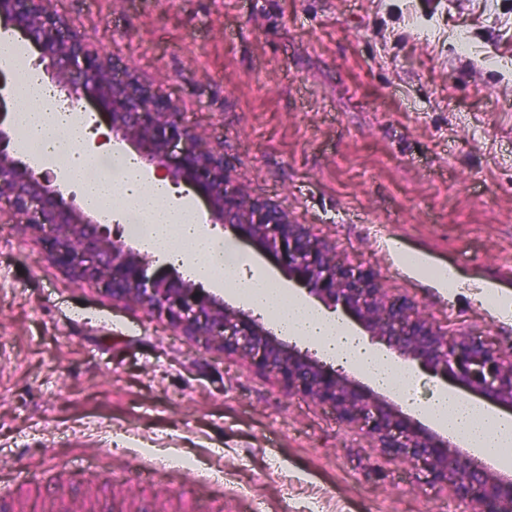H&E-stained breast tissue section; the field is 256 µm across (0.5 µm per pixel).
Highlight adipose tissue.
Returning <instances> with one entry per match:
<instances>
[{
	"mask_svg": "<svg viewBox=\"0 0 512 512\" xmlns=\"http://www.w3.org/2000/svg\"><path fill=\"white\" fill-rule=\"evenodd\" d=\"M11 115L45 168L82 185L81 198L107 220L131 222L141 244L181 263L199 281L221 286L266 315L277 330L308 342L325 357L363 371L374 384L422 411L442 431L479 454L499 459L512 448V418L440 388L427 400L414 393L417 375L394 354L372 346L340 318L310 305L274 280L261 264L210 229L195 202L177 196L163 175L145 171L131 156L112 154L101 168V149L87 135L86 117L62 112L45 91L39 71L18 84ZM99 174H92V167Z\"/></svg>",
	"mask_w": 512,
	"mask_h": 512,
	"instance_id": "ef3b65f1",
	"label": "adipose tissue"
}]
</instances>
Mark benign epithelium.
Segmentation results:
<instances>
[{"label": "benign epithelium", "mask_w": 512, "mask_h": 512, "mask_svg": "<svg viewBox=\"0 0 512 512\" xmlns=\"http://www.w3.org/2000/svg\"><path fill=\"white\" fill-rule=\"evenodd\" d=\"M0 27L19 33L39 61L57 68L71 101L93 104L113 136L129 143L145 165L190 185L212 224L273 257L290 281L355 322L371 343L512 410L511 358L481 338L437 329L407 297L387 294L375 274L340 264L332 243L293 223L275 204L248 195L223 153L204 145L180 113L133 76L115 73L112 59L73 32L52 0H0ZM10 143V132L1 128L0 215L36 233L48 258L74 280L101 282L113 303L138 306L190 340L248 359L286 392L333 407L343 421L366 427L379 447L417 464L428 482L453 487L477 512H512L511 477L452 451L449 439L283 343L258 320L229 307L220 292L150 270L146 256L92 220L74 197H64L56 176L16 159Z\"/></svg>", "instance_id": "7a95c632"}]
</instances>
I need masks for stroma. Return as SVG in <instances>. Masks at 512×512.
I'll use <instances>...</instances> for the list:
<instances>
[{
    "label": "stroma",
    "mask_w": 512,
    "mask_h": 512,
    "mask_svg": "<svg viewBox=\"0 0 512 512\" xmlns=\"http://www.w3.org/2000/svg\"><path fill=\"white\" fill-rule=\"evenodd\" d=\"M53 6L249 194L441 331L512 356V0ZM160 448L184 464L143 474ZM0 470V512H435L455 497L329 406L74 282L12 223Z\"/></svg>",
    "instance_id": "stroma-1"
}]
</instances>
